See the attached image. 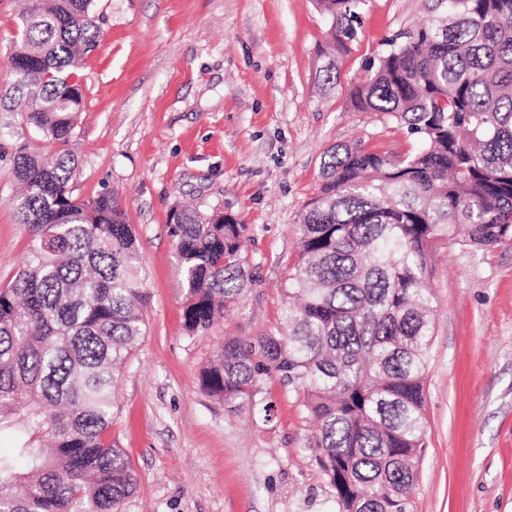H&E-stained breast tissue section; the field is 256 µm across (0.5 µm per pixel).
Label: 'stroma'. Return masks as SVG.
<instances>
[{
    "label": "stroma",
    "instance_id": "35a3bbf8",
    "mask_svg": "<svg viewBox=\"0 0 512 512\" xmlns=\"http://www.w3.org/2000/svg\"><path fill=\"white\" fill-rule=\"evenodd\" d=\"M434 0H367L341 82L320 90L328 25L312 0H96L100 44L77 72L83 110L69 149L74 197L112 191L138 236L145 333L116 389L112 435L137 476L123 512H334L299 395L264 382L271 423L202 388L225 337L279 323L298 258L294 226L336 146L362 141L401 158L416 141L378 112L352 111L348 86L388 40L433 14ZM21 0H0V282L22 266L32 232L12 203L14 155L55 144L23 125L11 52ZM214 208L251 233L253 281L238 307L187 335L169 224L173 206ZM436 319L424 385L426 448L414 512H512V247L449 241L431 260Z\"/></svg>",
    "mask_w": 512,
    "mask_h": 512
}]
</instances>
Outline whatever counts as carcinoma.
I'll list each match as a JSON object with an SVG mask.
<instances>
[{"label":"carcinoma","mask_w":512,"mask_h":512,"mask_svg":"<svg viewBox=\"0 0 512 512\" xmlns=\"http://www.w3.org/2000/svg\"><path fill=\"white\" fill-rule=\"evenodd\" d=\"M327 16L325 88L359 38L366 0H313ZM94 0H32L11 62L26 125L59 148L19 147L13 205L34 244L0 283V512H122L137 477L112 441L121 370L144 334L137 238L109 193L73 197L67 149L84 105L73 79L99 44ZM356 112H382L418 141L401 159L342 144L295 232L296 265L275 331L224 346L200 371L209 396L264 423L275 373L302 396L336 512H413L425 448L423 390L434 333L428 258L462 236L512 245V0H437L436 14L366 61ZM187 333H206L252 281L250 227L173 209Z\"/></svg>","instance_id":"carcinoma-1"}]
</instances>
